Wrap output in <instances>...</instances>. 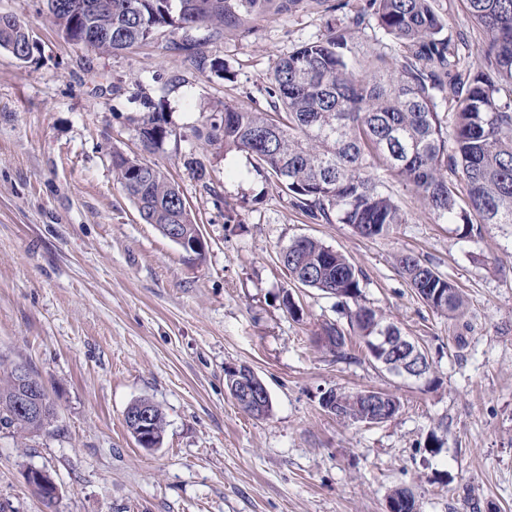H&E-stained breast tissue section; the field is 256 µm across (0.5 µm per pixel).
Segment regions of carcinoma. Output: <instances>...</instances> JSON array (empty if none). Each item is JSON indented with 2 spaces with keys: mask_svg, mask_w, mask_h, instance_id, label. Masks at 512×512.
Here are the masks:
<instances>
[{
  "mask_svg": "<svg viewBox=\"0 0 512 512\" xmlns=\"http://www.w3.org/2000/svg\"><path fill=\"white\" fill-rule=\"evenodd\" d=\"M49 15L65 36L77 30L61 5L47 0ZM81 26L101 33L98 48L127 49L153 40L167 28L224 25L260 13L267 0H90ZM465 8L487 35L477 53L448 34V17L434 0H366L365 6L328 27L326 34L297 47L275 65L270 77V111L224 105L204 125L205 143L217 152L248 153L273 176L293 204L313 219L347 224L365 238L407 222L375 171L381 169L409 188L443 224H512V0H465ZM373 18L401 51H376L367 60L354 49L357 33ZM28 30L14 17L0 24V48L17 55ZM450 104L443 116L439 104ZM143 146L153 149L168 131L154 112L139 118ZM140 217L170 237L176 226L200 231L179 186L156 164L121 155L112 164ZM458 182L448 179V174ZM294 282L335 299L361 352L372 344L384 319L361 303V274L339 251L310 237L294 239L280 252ZM410 288L434 312L461 318L459 288L411 253L397 259ZM319 336H339L329 350L346 357L347 336L333 322ZM16 361L0 359V429L25 439L50 430L53 404L39 416L17 412ZM364 391L337 392L343 421L367 408ZM151 410L164 432L162 409L149 398L131 403Z\"/></svg>",
  "mask_w": 512,
  "mask_h": 512,
  "instance_id": "carcinoma-1",
  "label": "carcinoma"
}]
</instances>
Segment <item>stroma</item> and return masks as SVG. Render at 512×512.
Segmentation results:
<instances>
[{
	"mask_svg": "<svg viewBox=\"0 0 512 512\" xmlns=\"http://www.w3.org/2000/svg\"><path fill=\"white\" fill-rule=\"evenodd\" d=\"M364 4L303 0L106 52L66 39L44 0H0L32 37L27 60L0 49V355L28 364L57 411L53 433L30 441L0 430V512H385L397 488L419 512H512V224L462 236L388 178L407 221L367 239L310 219L249 155L215 154L198 135L216 106L269 110L276 61ZM146 98L170 131L150 151ZM116 152L179 185L202 257L141 219ZM301 236L362 271L364 304L428 353L429 379L318 343L342 316L280 263ZM404 252L461 289L463 321L417 298L396 265ZM239 364L266 384L268 416L227 391ZM330 388L386 391L401 408L378 425L343 422L319 405ZM144 397L165 414L155 450L124 422ZM31 467L54 477L53 504L28 486Z\"/></svg>",
	"mask_w": 512,
	"mask_h": 512,
	"instance_id": "1",
	"label": "stroma"
}]
</instances>
